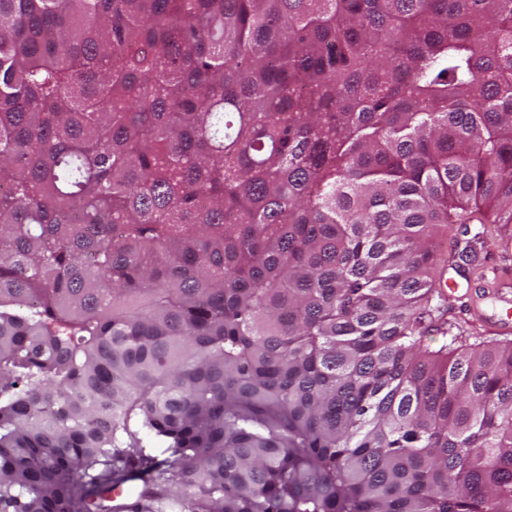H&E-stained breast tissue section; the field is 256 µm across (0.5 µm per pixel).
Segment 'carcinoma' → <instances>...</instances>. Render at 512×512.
Listing matches in <instances>:
<instances>
[{
    "label": "carcinoma",
    "mask_w": 512,
    "mask_h": 512,
    "mask_svg": "<svg viewBox=\"0 0 512 512\" xmlns=\"http://www.w3.org/2000/svg\"><path fill=\"white\" fill-rule=\"evenodd\" d=\"M477 223L512 0H0V512H512V341L424 344Z\"/></svg>",
    "instance_id": "carcinoma-1"
}]
</instances>
